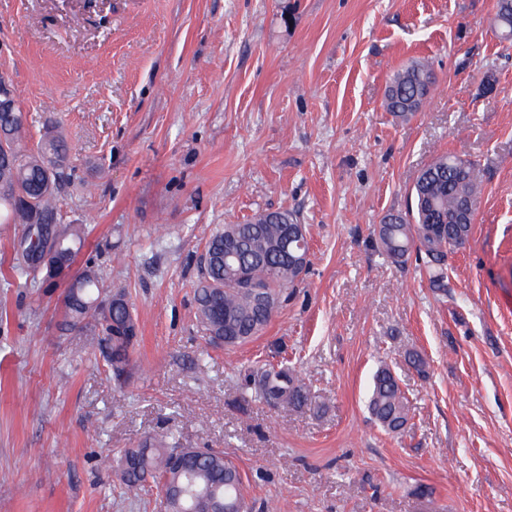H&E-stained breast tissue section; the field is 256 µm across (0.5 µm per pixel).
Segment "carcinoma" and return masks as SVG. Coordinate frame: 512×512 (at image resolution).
<instances>
[{
  "mask_svg": "<svg viewBox=\"0 0 512 512\" xmlns=\"http://www.w3.org/2000/svg\"><path fill=\"white\" fill-rule=\"evenodd\" d=\"M493 23L503 36L512 37V0H496ZM434 85L431 67L415 63L397 74L387 86L384 106L402 116L415 112ZM0 224H24L27 232L14 247L20 274L33 271L29 259L47 240L33 226L47 224L62 240L56 253L58 268H71L79 245L88 234L85 224H63L56 203L57 179L67 158L64 139L45 133L37 148L26 143V119L21 105L13 112H0ZM483 169L479 162L456 154H442L420 174L407 213L387 215L378 225L383 251L395 262L416 253L431 285L443 287L447 278L448 252L467 240L478 208ZM296 218L284 211L268 212L247 224L218 226L206 246L209 260L195 288L196 319L206 337L223 339L232 349L263 333L278 310L284 294L300 280L298 268L278 250L282 227ZM64 325L84 321L98 329L106 359L115 378L127 374L134 343L112 334L133 318L121 293L104 288L92 266L71 277L64 294ZM255 397L265 403L276 399L282 406L302 408L309 402L295 369L288 364H268L254 377ZM373 419L387 432L404 430L410 415L409 401L390 367L383 365L373 375L368 400ZM180 448L173 437L145 439L126 450L132 460L127 475L120 476L128 491H138L152 482L160 496L169 495L193 476L198 492L216 499L224 510L247 502L241 469L224 452H185V466L171 464Z\"/></svg>",
  "mask_w": 512,
  "mask_h": 512,
  "instance_id": "1",
  "label": "carcinoma"
}]
</instances>
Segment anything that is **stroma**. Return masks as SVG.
Wrapping results in <instances>:
<instances>
[{"label":"stroma","instance_id":"stroma-1","mask_svg":"<svg viewBox=\"0 0 512 512\" xmlns=\"http://www.w3.org/2000/svg\"><path fill=\"white\" fill-rule=\"evenodd\" d=\"M494 5L0 0L28 141L52 127L68 144L58 207L90 229L76 265L139 327L115 381L93 326L61 330L62 288L12 271L24 225L0 224V512H158L156 487L127 492L108 463L169 431L234 460L251 512H512V39ZM415 61L437 82L398 117L385 89ZM443 153L486 177L438 290L376 227ZM272 211L305 224L309 269L257 339L209 344L204 247ZM284 358L310 406L247 389ZM383 363L412 405L400 434L367 410Z\"/></svg>","mask_w":512,"mask_h":512}]
</instances>
